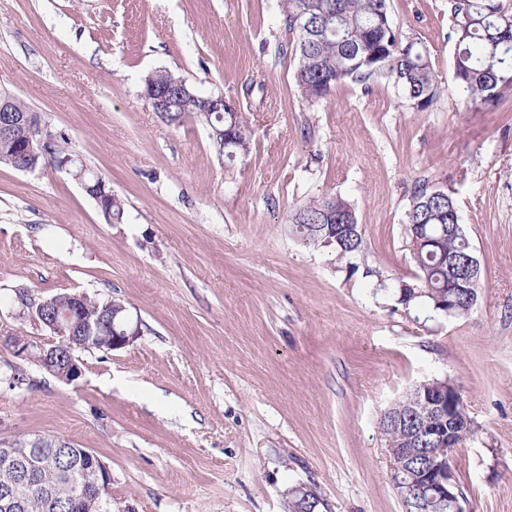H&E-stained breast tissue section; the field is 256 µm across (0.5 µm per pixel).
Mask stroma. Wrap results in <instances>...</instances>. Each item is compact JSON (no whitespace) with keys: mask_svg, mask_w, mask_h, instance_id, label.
<instances>
[{"mask_svg":"<svg viewBox=\"0 0 512 512\" xmlns=\"http://www.w3.org/2000/svg\"><path fill=\"white\" fill-rule=\"evenodd\" d=\"M390 7L444 88L428 110L386 77L306 101L280 0H0V88L125 203L111 223L64 172L0 166V438L95 452L112 512H290L299 484L329 512H407L380 420L445 380L475 429L454 458L464 499L512 512V93L491 111L459 101L448 0ZM159 68L240 103L248 154L164 123L142 94ZM426 180L456 199L481 264L465 317L398 300ZM325 195L351 204L358 252L292 234L290 210ZM21 288L118 298L139 334L82 351V378L61 382L8 342L49 339L20 317Z\"/></svg>","mask_w":512,"mask_h":512,"instance_id":"stroma-1","label":"stroma"}]
</instances>
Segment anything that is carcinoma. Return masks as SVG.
I'll return each instance as SVG.
<instances>
[{
	"instance_id": "1",
	"label": "carcinoma",
	"mask_w": 512,
	"mask_h": 512,
	"mask_svg": "<svg viewBox=\"0 0 512 512\" xmlns=\"http://www.w3.org/2000/svg\"><path fill=\"white\" fill-rule=\"evenodd\" d=\"M282 8L289 40L281 50L298 59L294 79L307 101L323 99L350 81L367 84L378 77L393 80L405 102L415 105L418 111L428 109L440 97L441 86L426 55L394 29L390 0H283ZM448 9L452 17L449 39L455 46V89L469 108L500 104L503 94L512 91V11L505 8L502 0H448ZM304 13L310 21L308 29L297 23ZM156 80L174 93L168 123L179 126L187 119L205 122L199 100L180 95L182 76L160 69L156 71ZM52 135L50 160L55 163L71 156L66 138L55 131ZM251 137L247 122L239 117L236 155L248 153ZM430 194L431 185L416 186L406 211L416 281L407 284L401 294H408L410 287L421 291L420 299L442 313L441 303L448 300V282L453 276L446 256L469 253L472 244L466 236L448 235V225L461 223L453 196L431 201ZM102 208L111 219H123L124 203L118 196H105ZM332 215L347 224L356 223L350 204L335 195L309 200L290 213L288 223L303 241L321 244ZM424 236L437 240V247L420 245ZM361 244L360 232H344L334 248L346 255L358 251ZM112 302V298L94 300L86 296L79 318L103 322L101 335L110 336ZM42 439L47 453L54 456V466L39 469L36 484L19 512H98L88 501L76 499L79 482H93L99 477L97 473L80 472L85 449L73 443L68 448H59L51 434L43 435Z\"/></svg>"
}]
</instances>
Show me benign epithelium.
Listing matches in <instances>:
<instances>
[{"instance_id": "1", "label": "benign epithelium", "mask_w": 512, "mask_h": 512, "mask_svg": "<svg viewBox=\"0 0 512 512\" xmlns=\"http://www.w3.org/2000/svg\"><path fill=\"white\" fill-rule=\"evenodd\" d=\"M144 96L149 100L154 112L160 116L172 111V94L157 85L148 84ZM12 94L0 92V133L13 139L16 155L20 158L35 157L37 150L43 148L46 127L30 116L17 115L12 109ZM202 111L227 112L230 116L239 114V106L224 99L221 94L200 97ZM472 270V278L466 279L455 287V291L466 290L475 295L479 281L480 264L474 254L464 258ZM69 309L57 308L50 316V327L57 334L68 336V349L60 351L54 345L34 346L13 343L19 356L30 358L47 373L58 380L73 383L83 376V363L75 355V350L89 348L92 339H83L77 335L80 320L77 319L78 307L83 302L80 294L71 296ZM112 320L119 321L120 332L108 337L110 350L122 349L138 336V329L131 328L126 315V307L120 306L112 312ZM414 400L408 408L410 428L401 441V447L392 449L394 455L401 458V466L393 469L394 488L401 499L414 507L415 512H432L448 506L451 512H467L462 505L464 498L458 489L453 467V455L463 442L467 427L454 420L453 406L460 402L461 393L448 381H432L417 386ZM0 457L12 465L19 477L16 481L0 490V508L5 512L17 507L22 495L33 485V473L41 466L39 457L27 455L16 448L12 440L0 441ZM84 497L93 499L97 507L106 512L112 504V473L100 483H91L82 488Z\"/></svg>"}]
</instances>
